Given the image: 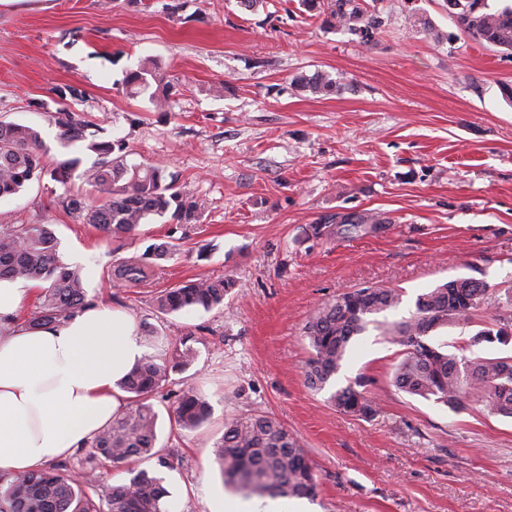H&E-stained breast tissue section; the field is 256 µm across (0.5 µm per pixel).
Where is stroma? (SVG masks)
Returning a JSON list of instances; mask_svg holds the SVG:
<instances>
[{
  "instance_id": "stroma-1",
  "label": "stroma",
  "mask_w": 512,
  "mask_h": 512,
  "mask_svg": "<svg viewBox=\"0 0 512 512\" xmlns=\"http://www.w3.org/2000/svg\"><path fill=\"white\" fill-rule=\"evenodd\" d=\"M391 16L368 45L324 28L298 0H0V122L39 128L47 166L81 146L60 144L54 87L84 90L74 104L128 160L163 167L198 201L179 251L147 282L113 287L110 273L173 228L152 218L115 250L57 204L50 175L0 199V225L50 224L64 263L80 266L90 302L153 329L148 355L170 356L192 336L191 365L153 395L157 445L178 459L165 485L183 512H209L228 489L214 445L231 418L253 411L295 432L316 467L312 512H512V419L453 410L391 383L401 348L376 329L349 345L337 386L365 378L374 418L336 410L304 380L303 327L312 310L350 288H400L398 320L417 295L456 277L512 290V56L472 40L441 0H381ZM146 57L174 85L167 111L120 82ZM320 74L330 94L294 93ZM379 214L376 235L309 237L320 217ZM224 277L223 307L170 315L158 293ZM191 381L211 406L193 432L169 423L168 400Z\"/></svg>"
}]
</instances>
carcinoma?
<instances>
[{
  "label": "carcinoma",
  "mask_w": 512,
  "mask_h": 512,
  "mask_svg": "<svg viewBox=\"0 0 512 512\" xmlns=\"http://www.w3.org/2000/svg\"><path fill=\"white\" fill-rule=\"evenodd\" d=\"M300 6L310 16L322 19L324 27L341 29L361 44L374 41L389 25V16L379 9L377 0H300ZM444 7L472 39L512 55V6L494 8L488 0H444ZM122 86L132 97L149 93V100L160 109L171 96L161 64L153 58L126 71ZM333 88L335 84L307 75L295 78L292 84L296 91L314 94ZM54 94L60 108L52 119L60 128V143L68 148L87 142L86 149L95 155L93 162L83 168L81 158L71 157L48 170L38 129L0 124V198L18 194L48 170L58 183L65 185L75 177L90 188L99 204H89L83 196L70 193L59 196L57 204L75 221L94 226L115 242L135 239L140 226L154 216L168 215L178 224L197 221L200 206L184 195L174 176L166 175L159 166L128 163L122 139H87L90 122L71 109V103L83 97L81 89L64 85ZM338 224L369 234L382 228L383 219L357 211L336 213L311 225L312 235L328 239L336 234ZM176 241L173 237L154 244L141 257L115 264L113 282L146 281L177 251ZM2 277L43 283L38 311L27 320L35 327L56 325L90 305L79 269L62 263L57 239L47 224L0 226ZM229 288L231 281L224 278L178 284L156 296L155 308L164 315L210 311L224 306ZM488 295L489 286L481 279H451L418 295L410 317L390 321L380 316L400 306L402 290L381 286L347 290L317 307L305 324L309 350L305 382L315 390L324 389L339 372L353 337L372 325L403 347L393 373V384L399 390L451 409L472 403L488 415L512 418V357L466 355L473 346L512 340L511 307L497 308L492 322L456 352L430 341L434 331L468 323ZM189 341L185 336L181 348L171 356H150L133 368L122 386L134 399L90 443V459L103 458L119 468L132 457H155L159 467L174 468V454L155 449L158 414L149 398L171 374L193 362L195 352ZM331 402L337 409L365 419L377 413L375 401L351 384L334 391ZM168 414L180 428L194 431L207 420L209 405L195 386L185 381ZM216 448L224 485L245 497L313 499L317 495L314 466L301 440L271 415L254 413L232 419L224 425V436ZM96 482L93 468L80 483L72 479L65 465L50 464L8 480L7 492L0 496V512H103L101 502L89 494ZM168 496L164 478L142 469L127 481L107 486L104 502L109 512H161L160 502Z\"/></svg>",
  "instance_id": "obj_1"
}]
</instances>
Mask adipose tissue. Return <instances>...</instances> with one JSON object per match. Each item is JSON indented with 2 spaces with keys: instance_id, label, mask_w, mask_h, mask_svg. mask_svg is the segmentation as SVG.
I'll use <instances>...</instances> for the list:
<instances>
[{
  "instance_id": "obj_1",
  "label": "adipose tissue",
  "mask_w": 512,
  "mask_h": 512,
  "mask_svg": "<svg viewBox=\"0 0 512 512\" xmlns=\"http://www.w3.org/2000/svg\"><path fill=\"white\" fill-rule=\"evenodd\" d=\"M34 282L0 278V474L87 445L125 406L122 378L146 353L133 317L98 303L57 325L17 319Z\"/></svg>"
}]
</instances>
